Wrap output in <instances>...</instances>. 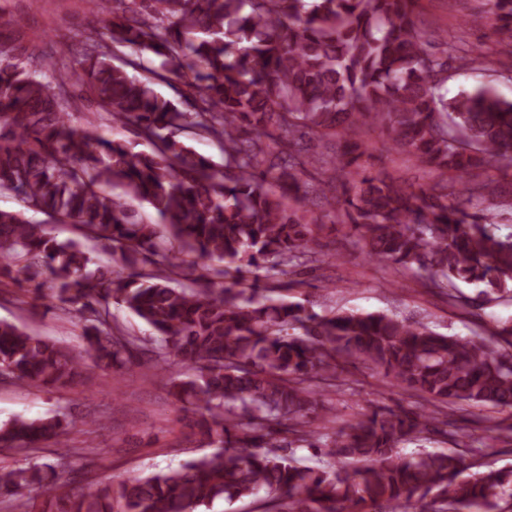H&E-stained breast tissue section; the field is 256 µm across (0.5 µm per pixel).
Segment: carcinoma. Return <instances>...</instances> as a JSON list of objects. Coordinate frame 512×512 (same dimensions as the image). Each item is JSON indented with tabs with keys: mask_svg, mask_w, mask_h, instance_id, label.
Returning <instances> with one entry per match:
<instances>
[{
	"mask_svg": "<svg viewBox=\"0 0 512 512\" xmlns=\"http://www.w3.org/2000/svg\"><path fill=\"white\" fill-rule=\"evenodd\" d=\"M499 54L512 58V0H492ZM418 0H112L87 7L75 84L113 123L133 125L149 149L109 139L68 111L64 71L9 45L22 21L0 9V278L83 324L84 355L0 321V375L66 387L89 370L132 362L145 342L110 321L119 305L148 325L169 395L199 416L193 434L217 450L176 469L109 480L75 494L68 462L31 452L71 444L66 415L0 423V451L28 456L0 467V512H199L217 500L259 498L263 512H512V469L465 474L457 453L407 455L401 444L449 434L458 403L512 408V320L489 337L446 336L396 315H318L284 296L302 269L337 255L310 244L328 225L307 217L316 171L331 223L367 257L413 270L427 289L467 305L512 293V237L491 227L502 164L512 177V100L484 85L448 98L453 64L479 46L448 49L415 20ZM125 49L123 65L114 52ZM149 72L139 79L129 70ZM177 80L184 109L156 90ZM388 135L439 178L418 188L373 173L363 125ZM222 144L224 164L188 140ZM119 188L122 196L110 190ZM148 206L156 221L138 217ZM41 214L35 220L29 214ZM52 224L78 238L61 241ZM112 254L101 265L93 252ZM210 261L199 264L198 260ZM364 364L417 398L337 425L325 394ZM313 448L302 466L292 448ZM42 488L40 502L27 496Z\"/></svg>",
	"mask_w": 512,
	"mask_h": 512,
	"instance_id": "1",
	"label": "carcinoma"
}]
</instances>
